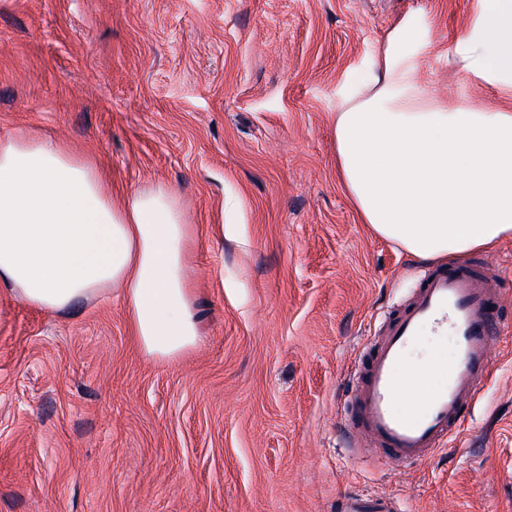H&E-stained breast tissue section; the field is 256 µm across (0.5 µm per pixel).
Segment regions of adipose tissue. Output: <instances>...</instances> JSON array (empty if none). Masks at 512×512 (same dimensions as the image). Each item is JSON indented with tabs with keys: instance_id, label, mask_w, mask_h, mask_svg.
Wrapping results in <instances>:
<instances>
[{
	"instance_id": "1",
	"label": "adipose tissue",
	"mask_w": 512,
	"mask_h": 512,
	"mask_svg": "<svg viewBox=\"0 0 512 512\" xmlns=\"http://www.w3.org/2000/svg\"><path fill=\"white\" fill-rule=\"evenodd\" d=\"M434 43L428 13L399 20L367 75L338 91L333 128L336 169L361 223L419 259L512 239V0H480L446 50L449 66L510 107L436 98L420 81ZM189 234L164 186L116 203L66 146L0 140V287L27 305L62 313L119 291L142 353L178 359L201 334Z\"/></svg>"
}]
</instances>
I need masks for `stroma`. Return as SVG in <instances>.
<instances>
[{
	"instance_id": "obj_1",
	"label": "stroma",
	"mask_w": 512,
	"mask_h": 512,
	"mask_svg": "<svg viewBox=\"0 0 512 512\" xmlns=\"http://www.w3.org/2000/svg\"><path fill=\"white\" fill-rule=\"evenodd\" d=\"M478 0H0V139L68 144L113 198L168 187L202 318L171 363L112 293L0 288V512H512V310L460 432L395 467L344 446L349 381L423 262L358 221L332 112L406 14L439 99L500 106L444 54Z\"/></svg>"
}]
</instances>
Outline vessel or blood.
Segmentation results:
<instances>
[{
  "label": "vessel or blood",
  "mask_w": 512,
  "mask_h": 512,
  "mask_svg": "<svg viewBox=\"0 0 512 512\" xmlns=\"http://www.w3.org/2000/svg\"><path fill=\"white\" fill-rule=\"evenodd\" d=\"M503 301L501 273L491 263L451 261L428 269L398 313L385 320L350 381L349 447L364 440L395 460L414 464L453 436L492 379ZM428 327L449 331L455 358L442 385L425 392L410 412L404 404L425 382L411 370L408 349Z\"/></svg>",
  "instance_id": "1"
}]
</instances>
